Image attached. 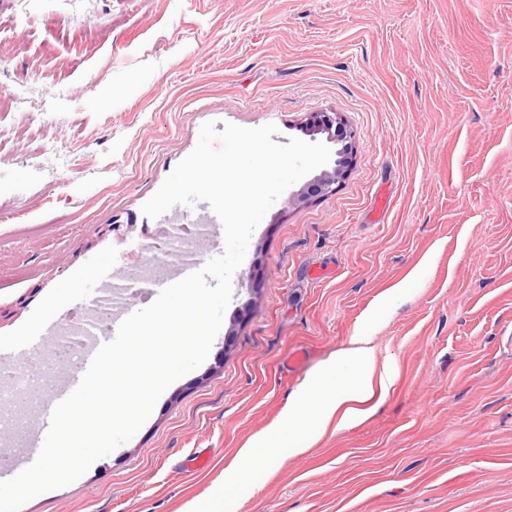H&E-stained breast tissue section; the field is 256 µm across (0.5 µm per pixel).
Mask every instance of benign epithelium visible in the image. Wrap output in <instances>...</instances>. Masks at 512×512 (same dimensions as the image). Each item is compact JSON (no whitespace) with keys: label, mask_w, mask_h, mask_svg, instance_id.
<instances>
[{"label":"benign epithelium","mask_w":512,"mask_h":512,"mask_svg":"<svg viewBox=\"0 0 512 512\" xmlns=\"http://www.w3.org/2000/svg\"><path fill=\"white\" fill-rule=\"evenodd\" d=\"M307 125L316 133L328 134L329 140L341 144L334 166L314 175L299 191L288 199L290 205H301L315 201L336 190L338 184L347 174L354 154V135L347 128L345 119L338 112H314L306 119Z\"/></svg>","instance_id":"benign-epithelium-1"}]
</instances>
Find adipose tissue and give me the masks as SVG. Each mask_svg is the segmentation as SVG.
I'll return each mask as SVG.
<instances>
[{"instance_id": "adipose-tissue-1", "label": "adipose tissue", "mask_w": 512, "mask_h": 512, "mask_svg": "<svg viewBox=\"0 0 512 512\" xmlns=\"http://www.w3.org/2000/svg\"><path fill=\"white\" fill-rule=\"evenodd\" d=\"M373 366L371 338L358 331L347 347L308 377L280 425L240 449L236 464L225 469L209 500L190 501L185 512H238L242 492L258 488L275 463L310 448L331 420L344 425L364 420L375 395Z\"/></svg>"}]
</instances>
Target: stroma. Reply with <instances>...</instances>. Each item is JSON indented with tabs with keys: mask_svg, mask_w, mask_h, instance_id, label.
Here are the masks:
<instances>
[{
	"mask_svg": "<svg viewBox=\"0 0 512 512\" xmlns=\"http://www.w3.org/2000/svg\"><path fill=\"white\" fill-rule=\"evenodd\" d=\"M10 92L30 106L0 110V373L46 355L15 338L51 297L52 326L84 318V272L108 268L110 291L157 224H211L205 202L141 211L204 123L284 144L337 112L355 145L334 193L266 213L205 362L22 512H182L360 328L391 379L374 413L279 461L239 512H512V0H0Z\"/></svg>",
	"mask_w": 512,
	"mask_h": 512,
	"instance_id": "35a3bbf8",
	"label": "stroma"
}]
</instances>
